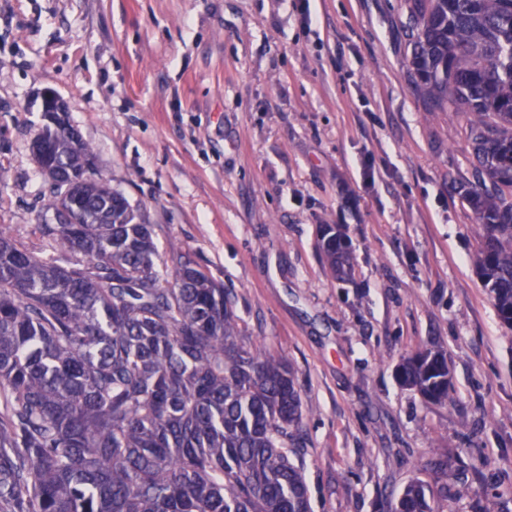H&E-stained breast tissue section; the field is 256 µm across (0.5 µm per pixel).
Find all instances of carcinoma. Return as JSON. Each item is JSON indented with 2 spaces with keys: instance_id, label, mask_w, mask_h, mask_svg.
<instances>
[{
  "instance_id": "1",
  "label": "carcinoma",
  "mask_w": 512,
  "mask_h": 512,
  "mask_svg": "<svg viewBox=\"0 0 512 512\" xmlns=\"http://www.w3.org/2000/svg\"><path fill=\"white\" fill-rule=\"evenodd\" d=\"M412 82L432 110L468 115L487 181L466 200L483 228L476 265L512 329V0H413ZM31 142L53 167V224L69 252L44 259L0 230V502L10 512H311L293 460L302 412L288 361L245 345L224 286L189 255L161 252L81 139ZM88 174L81 224L59 199ZM319 247L333 273L353 248L335 224ZM399 382L453 400L448 357L402 360ZM388 512H433L408 485Z\"/></svg>"
}]
</instances>
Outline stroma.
<instances>
[{"mask_svg": "<svg viewBox=\"0 0 512 512\" xmlns=\"http://www.w3.org/2000/svg\"><path fill=\"white\" fill-rule=\"evenodd\" d=\"M408 22V0H0V231L65 255L37 231L54 216L30 152L54 90L160 249L293 368L312 512H386L412 482L435 512H512V330L475 267L477 163L466 114L411 85ZM324 224L356 248L347 280ZM425 346L452 402L396 377ZM337 227L335 224L321 225L319 247L333 273L341 278L351 269L353 248L349 239Z\"/></svg>", "mask_w": 512, "mask_h": 512, "instance_id": "stroma-1", "label": "stroma"}]
</instances>
